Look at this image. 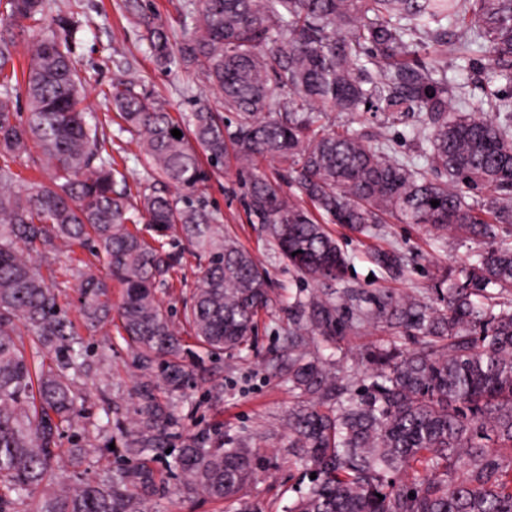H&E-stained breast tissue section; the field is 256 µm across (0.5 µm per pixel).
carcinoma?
Listing matches in <instances>:
<instances>
[{"label":"carcinoma","mask_w":512,"mask_h":512,"mask_svg":"<svg viewBox=\"0 0 512 512\" xmlns=\"http://www.w3.org/2000/svg\"><path fill=\"white\" fill-rule=\"evenodd\" d=\"M192 30L178 47L142 13L156 63L201 75L219 97L175 118L146 86L112 81L117 135L99 136L69 38L66 17L48 19L46 0H0V15L43 31L28 47L23 73L27 116L14 100L13 38L0 35V512H151L154 473L63 479L57 472L67 432L81 425L77 381L90 375L92 330L117 314L120 335L144 370L128 409L124 457L166 445L176 406L154 394L193 373L182 340L157 299L174 287L189 254L202 261L183 317L210 355L239 351L268 306L267 273L224 235L204 189L233 159L246 174L245 207L267 225L281 255L315 280L335 281L348 263L325 224L370 236L393 219L477 245L464 280L434 297L378 289L357 298L352 318L396 341L363 357L370 384L353 388L355 369L293 355L341 327L330 294L289 304L288 456L309 478L286 512H512V98L470 96L438 67L450 55L490 54L493 77L512 85V0H195ZM419 115L414 140L423 164L399 156L389 139L335 129V113ZM235 115L224 121V113ZM181 131L177 139L171 130ZM136 144L154 184L127 189V163L108 145ZM39 150L48 181L22 184L11 163ZM285 166L287 187L260 173L262 159ZM181 191L170 194L158 185ZM436 200L439 205L432 206ZM89 248L123 286L78 263L81 324L59 303L60 288L32 253ZM375 263L402 267L394 250ZM28 341H23V338ZM180 493L243 500L257 479L256 454L240 442L198 437L179 449ZM316 478H311V474Z\"/></svg>","instance_id":"1"}]
</instances>
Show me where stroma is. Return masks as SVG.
<instances>
[{"label": "stroma", "instance_id": "obj_1", "mask_svg": "<svg viewBox=\"0 0 512 512\" xmlns=\"http://www.w3.org/2000/svg\"><path fill=\"white\" fill-rule=\"evenodd\" d=\"M49 3L51 14L76 16L78 31L73 50L86 81V104L90 112L98 115L106 112L108 101L104 92L119 75L118 65L123 61L131 63L132 77L168 103L173 116L192 112L198 97L210 95V88L193 71L156 64L148 50L141 19L126 11L125 0H49ZM336 125L368 138L386 133L403 156L413 157L421 150L420 144L411 139L413 122L409 119L392 122L379 113L355 121L349 114L340 112L336 115ZM206 197L223 216L225 233L236 236L262 263L272 303L259 315L257 332L250 345L215 361L206 358L182 317L184 304L197 284L195 266L190 264L183 269L181 285L160 294L163 306L174 312L173 324L181 336L187 361L196 370L178 392H169L162 385L156 388L160 399H176L178 410L167 428L168 451L151 452L142 459L153 470L157 486L150 506L153 512H284L304 480L288 461L286 420L296 400L288 389L285 371L275 368L274 363L288 352L291 320L287 299L322 290L323 285L290 267L275 250L265 226L250 223L234 162H227L223 170L212 175ZM328 230L335 234L350 258L348 273L332 286L346 322L332 342L309 343L304 352L332 358L341 366L359 363L362 353L390 340L383 328L367 323L359 325L351 320L356 294L383 288L431 296L437 281L460 278L464 261L473 248L472 243L456 236L440 240L420 225L393 220L378 225L369 238L356 237L333 224ZM377 249H392L404 255L406 265L401 276L388 275L374 264L371 253ZM84 340L91 347L95 371L93 377L79 382L85 394L82 415L87 427L104 420L102 407L107 402L114 407L113 420L127 422V409L143 379L142 370L135 364L115 325H104L98 332L85 335ZM203 434L214 440L241 441L254 448L260 463L259 477L245 502L179 497L177 489L182 475L173 465L172 453Z\"/></svg>", "mask_w": 512, "mask_h": 512}]
</instances>
